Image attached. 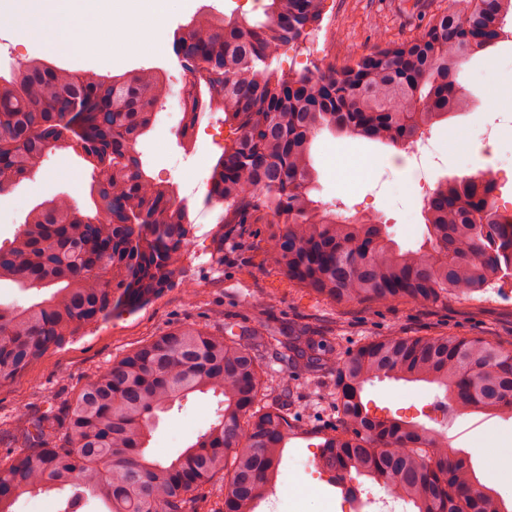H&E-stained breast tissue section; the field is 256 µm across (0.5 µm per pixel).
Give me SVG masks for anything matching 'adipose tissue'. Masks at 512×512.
<instances>
[{
    "mask_svg": "<svg viewBox=\"0 0 512 512\" xmlns=\"http://www.w3.org/2000/svg\"><path fill=\"white\" fill-rule=\"evenodd\" d=\"M37 24L23 21L18 14H0V28L13 31L19 41L42 38L59 52L78 58L97 60L128 48L117 37L110 23L77 7L76 0H40Z\"/></svg>",
    "mask_w": 512,
    "mask_h": 512,
    "instance_id": "adipose-tissue-1",
    "label": "adipose tissue"
}]
</instances>
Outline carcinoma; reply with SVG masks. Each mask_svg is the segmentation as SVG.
Returning <instances> with one entry per match:
<instances>
[{"instance_id":"obj_1","label":"carcinoma","mask_w":512,"mask_h":512,"mask_svg":"<svg viewBox=\"0 0 512 512\" xmlns=\"http://www.w3.org/2000/svg\"><path fill=\"white\" fill-rule=\"evenodd\" d=\"M324 2L266 0L253 22L198 14L173 34L189 77L179 137L191 139L217 112L236 131L207 183L206 201L224 206L217 261L233 226L262 221L274 226L271 265L338 306L472 300L511 279L512 213L499 207L493 179L439 184L424 200L423 244L404 249L376 218L347 217L314 198L311 146L324 130L401 146L457 112L467 98L460 67L504 39L512 0H470L339 71L272 67L318 25ZM168 96L152 69L77 74L36 58L0 75V193L57 150L81 153L96 175V214L66 196L46 199L13 245L0 248V282L45 291L25 305L0 304V384L81 329L149 302L180 272L188 201L149 179L136 152ZM268 304L250 306L253 326L168 329L90 376L72 399L18 415L11 450L0 454V512H13L23 494L65 489V512L92 499L107 512H203L205 490L217 482L222 498L210 512H255L288 440L311 431L291 371L306 374L331 409L311 432L322 439L318 466L334 481L356 473L387 485L414 512H508L493 494L468 495L480 479L466 456L448 460L447 438L371 413L364 391L386 378L423 382L459 410L512 417L509 337L398 332L341 354L306 327L284 337L262 324ZM208 392L223 397L209 427L175 458H155L148 446L159 414Z\"/></svg>"}]
</instances>
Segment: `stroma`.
Here are the masks:
<instances>
[{"label":"stroma","instance_id":"35a3bbf8","mask_svg":"<svg viewBox=\"0 0 512 512\" xmlns=\"http://www.w3.org/2000/svg\"><path fill=\"white\" fill-rule=\"evenodd\" d=\"M467 0H326L323 21L303 43L282 51L275 68L302 70L312 65L342 69L354 56L373 51L388 42L415 36L434 15L465 8ZM254 19L261 14L260 0H166L162 18L152 37L169 44L173 33L200 12ZM33 58H42L73 71L101 75L130 74L143 68L179 72L177 60L163 51L135 50L113 60L89 63L52 53L39 41L22 43L8 29H0V75ZM459 81L470 92L466 108L436 123L431 140L440 164L426 170L424 178L396 164L397 148L362 138L319 134L312 149L318 172L317 200L340 207L343 215H371L385 224L404 248L423 242L425 220L421 208L423 186L477 172L482 167L512 168V126L499 123L503 106L512 103V40L474 56L464 64ZM497 98H490V91ZM183 118L178 96L159 107L152 129L138 142L148 175L166 177L179 196L188 198L194 229L182 270L170 288L148 304L123 312L105 323L88 328L37 359L28 374L0 385V424L22 408L35 407L52 395L73 397L86 379L101 372L113 360L136 349L162 331L182 326H209L218 330L223 320H244L257 298L272 296L264 314L280 328L305 323L326 333H339L344 346L388 335L391 330L411 336L444 334L496 340L512 336V284L490 288L478 300L449 299L443 305L398 303L378 306L350 303L339 307L316 297L306 288L275 272L264 262L263 247L272 227L244 225L240 241H225L224 261L213 258V230L222 206L205 201L207 180L220 155V141L231 138L226 125L202 121L193 150H185L176 130ZM493 126L499 138L498 153L484 156L479 131ZM370 162L363 171L362 162ZM91 172L73 151L56 153L39 173L0 194V247L8 245L27 214L45 199L64 195L91 207ZM438 391L424 383L387 380L367 386L365 396L372 411L414 420L430 428H447L449 446L467 454L481 481L496 486L501 497L512 501V469L505 476L487 474V460L496 449L512 448V419L456 412L438 420L429 405ZM217 407L212 395H200L183 406L161 414L151 450L159 456L184 448L209 425ZM319 455L307 439L289 442L284 451L277 486L267 489L258 512H289L290 499L320 490L329 496L333 512H342L345 494L328 474L314 467Z\"/></svg>","mask_w":512,"mask_h":512}]
</instances>
